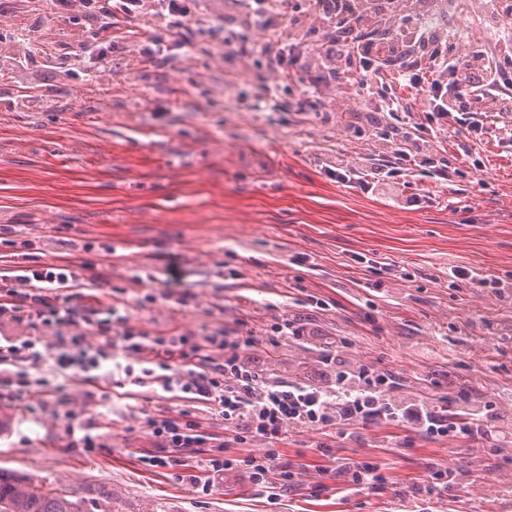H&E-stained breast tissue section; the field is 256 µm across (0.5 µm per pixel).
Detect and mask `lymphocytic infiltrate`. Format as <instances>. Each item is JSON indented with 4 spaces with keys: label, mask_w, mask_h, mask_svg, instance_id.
I'll return each mask as SVG.
<instances>
[{
    "label": "lymphocytic infiltrate",
    "mask_w": 512,
    "mask_h": 512,
    "mask_svg": "<svg viewBox=\"0 0 512 512\" xmlns=\"http://www.w3.org/2000/svg\"><path fill=\"white\" fill-rule=\"evenodd\" d=\"M481 2L496 40L491 50L479 44L463 49L455 38L439 36L425 22L426 12L418 0H390L386 5L370 0L363 10L355 0H305L315 14L336 27L335 39L323 50L325 59L350 54L359 59L358 95L378 98L380 111L388 114L385 136L399 140L395 156L401 171L425 170L443 177L449 163L423 152L413 134L407 133L403 101L395 94L381 93L378 73L391 72L398 85L424 94L437 119L436 126L429 129L434 138L445 133V120L461 108H468L471 125L477 130L483 129L486 113L512 112V0ZM386 18L392 23V37L377 41L365 37L369 20ZM421 45L430 49L425 67L413 58L414 48ZM75 280L70 262L24 266L18 254L0 253V319L55 329L84 323L89 332L108 339V349L91 348L84 337H73L70 343L61 342L55 348L53 358L60 367L86 374L103 372L118 388L151 385L161 397L182 393L186 400L221 415L235 443L266 444L262 456L227 458L222 446L207 448V438L196 423L149 416L144 424L157 451L143 461L151 467L168 466L166 449L190 448L197 468L212 477L241 470L255 484L265 485L274 473L280 485L286 486L294 481L297 465L282 456L277 444L290 430L307 428L343 439L370 425L394 423L433 438H474L494 416L491 407L471 404L465 395L455 409L422 396L398 397L386 374L362 364L341 367L335 352L329 350L323 353L320 377L304 375L282 381L247 357L254 343L250 335L231 338L219 333L195 342L184 336L152 339L128 331L116 336L112 326L124 322V315L114 308L103 314L95 308L80 311L71 306L65 291ZM44 351L36 337L0 341V376L28 379L25 363L41 361ZM216 352L223 353V363L213 362ZM132 354L138 355L137 363L129 362ZM337 473L350 494L385 482L380 463L372 459L343 463Z\"/></svg>",
    "instance_id": "f902f5d3"
}]
</instances>
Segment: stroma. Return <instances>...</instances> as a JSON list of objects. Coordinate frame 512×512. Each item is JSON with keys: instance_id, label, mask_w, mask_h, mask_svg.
Listing matches in <instances>:
<instances>
[{"instance_id": "stroma-1", "label": "stroma", "mask_w": 512, "mask_h": 512, "mask_svg": "<svg viewBox=\"0 0 512 512\" xmlns=\"http://www.w3.org/2000/svg\"><path fill=\"white\" fill-rule=\"evenodd\" d=\"M186 7L190 50L146 57L143 33L165 24L149 2L98 32L112 66L93 77L83 0L0 7V49L26 59L0 68V240L18 254L32 243L34 265L77 262L73 304L126 314L113 334L249 331L248 357L283 378L317 372L320 343L337 338L339 359L387 374L398 394L452 406L464 392L499 418L477 444L389 424L333 442L337 457L387 466L390 487L351 496L320 471L322 435L291 430L279 448L301 469L272 506L240 470L212 480L184 452L176 470L142 464L155 451L149 413L230 441L204 406L145 388L122 398L110 381L79 377L58 397L43 385L22 395L12 380L0 383V469L82 512H512V444L500 434L512 422V145L461 125L429 142L449 160L448 178L398 172L369 193L336 181L337 161L389 166L395 147L373 133L377 101L355 94L358 64L325 61L335 28L304 9L261 24L243 0ZM253 43L264 53H245ZM263 84L274 97L257 109ZM411 195L418 205L398 206ZM450 265L507 289L450 284ZM146 267L157 283L137 280ZM286 319L316 343H282L269 359L272 328ZM434 463L459 478L429 493ZM406 487L417 498L397 496Z\"/></svg>"}]
</instances>
